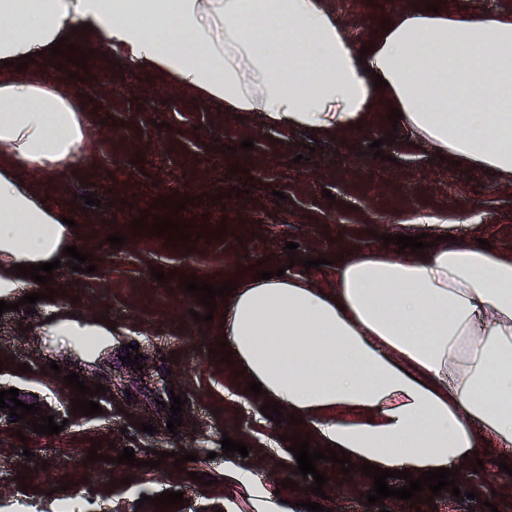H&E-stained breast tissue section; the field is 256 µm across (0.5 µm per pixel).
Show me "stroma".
Wrapping results in <instances>:
<instances>
[{
	"instance_id": "stroma-1",
	"label": "stroma",
	"mask_w": 512,
	"mask_h": 512,
	"mask_svg": "<svg viewBox=\"0 0 512 512\" xmlns=\"http://www.w3.org/2000/svg\"><path fill=\"white\" fill-rule=\"evenodd\" d=\"M348 27L370 38L391 13V0H324ZM84 67L59 60L49 67L34 60L27 69L48 77L76 73L72 86L87 119L88 152L74 168L55 176L25 173L38 196L77 223L76 246L99 261L92 274L68 266L54 270L50 284L63 309L81 313L87 324L110 320L113 330L96 349L48 327L45 301L34 314H0V391L15 388L26 404L40 407L64 429L37 435L30 425L11 422L0 411V512H157L140 504L141 495L183 492L187 507L168 512H299L310 500L307 479L282 488L293 477L297 460L280 449L281 436L297 425H276L260 410L264 397L253 396L214 348L224 337V311H208L180 287L181 276L224 283L258 270L290 267L292 275L328 285V262L346 248L381 247L384 235L403 233L416 218L445 224L459 240H488L493 251L512 254V186L492 175L440 160L391 119L380 116L364 132L336 142L314 140L303 130L265 126L254 116H237L207 105L161 75L136 63L97 51L90 35L73 41ZM252 148H241L243 140ZM384 140V158L370 145ZM238 174H231V167ZM248 196L238 190L246 182ZM284 200H277V193ZM92 194L97 203L85 206ZM185 201L179 221L208 226L211 239L169 242L141 231L131 222L142 213L167 216L160 198ZM127 238L107 243L108 234ZM295 242L287 254L286 242ZM326 258V265L305 269L303 258ZM163 272L164 280L153 278ZM143 354L142 366L121 362L127 344ZM57 362L86 385H105L101 414H72V388L50 370ZM28 373H19L21 364ZM187 401L178 433L167 429L171 394ZM154 426L140 432L138 423ZM243 441L248 456L223 454L220 440ZM103 461L88 462L92 442ZM32 457H25L24 448ZM135 451L139 466L114 463L124 448ZM194 453L185 470L173 468L176 451ZM165 452L161 468L148 467L154 452ZM332 512H380L368 505L355 485L359 470L337 471L320 463ZM208 473L203 486L190 472ZM67 482L60 490L59 482ZM461 491L478 500H460L450 492L406 512H472L477 501L499 504L501 472L493 460L481 471L461 467Z\"/></svg>"
}]
</instances>
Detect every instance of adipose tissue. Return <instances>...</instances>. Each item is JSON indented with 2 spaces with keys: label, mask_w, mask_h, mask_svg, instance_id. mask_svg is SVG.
<instances>
[{
  "label": "adipose tissue",
  "mask_w": 512,
  "mask_h": 512,
  "mask_svg": "<svg viewBox=\"0 0 512 512\" xmlns=\"http://www.w3.org/2000/svg\"><path fill=\"white\" fill-rule=\"evenodd\" d=\"M210 106L339 140L380 106L444 157L512 185V13L397 9L360 51L322 0H0V297L69 228L21 181L75 166L68 84L17 70L73 31ZM386 85L374 87L373 75ZM224 340L245 380L304 419L314 448L413 475L512 446V256L440 241L354 250L333 284L234 279Z\"/></svg>",
  "instance_id": "1"
}]
</instances>
